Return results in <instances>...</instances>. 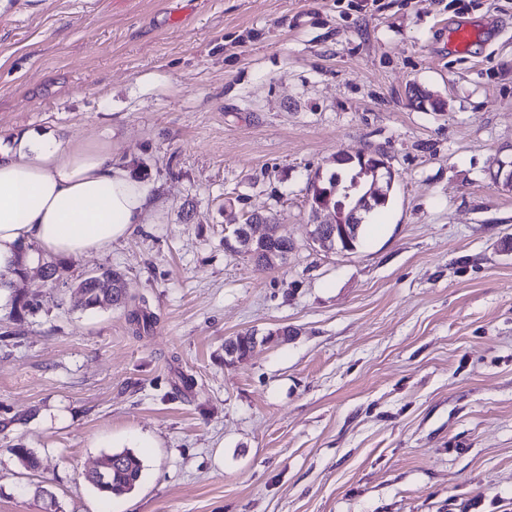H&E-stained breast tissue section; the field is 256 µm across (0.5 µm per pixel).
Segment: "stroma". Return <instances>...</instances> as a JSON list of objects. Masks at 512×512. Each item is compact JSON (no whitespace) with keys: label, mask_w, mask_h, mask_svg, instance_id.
<instances>
[{"label":"stroma","mask_w":512,"mask_h":512,"mask_svg":"<svg viewBox=\"0 0 512 512\" xmlns=\"http://www.w3.org/2000/svg\"><path fill=\"white\" fill-rule=\"evenodd\" d=\"M28 133L109 143L159 195L0 304V512H512V0H0V137ZM340 152L397 174L352 253L309 237ZM253 213L286 266L226 248ZM103 268L127 308L83 307ZM127 445L143 479L104 499L86 475ZM112 281V286L107 284L105 288H112V306L116 308L125 307L126 293L121 288L125 282L124 275L114 269H105L101 272L85 277L78 284V289L84 297V306L89 310L102 308L100 285L103 282ZM118 287V288H117Z\"/></svg>","instance_id":"1"}]
</instances>
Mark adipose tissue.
Instances as JSON below:
<instances>
[{
    "label": "adipose tissue",
    "instance_id": "adipose-tissue-1",
    "mask_svg": "<svg viewBox=\"0 0 512 512\" xmlns=\"http://www.w3.org/2000/svg\"><path fill=\"white\" fill-rule=\"evenodd\" d=\"M152 198L106 144L22 136L0 148V272L31 244L61 259L106 250L149 223Z\"/></svg>",
    "mask_w": 512,
    "mask_h": 512
}]
</instances>
